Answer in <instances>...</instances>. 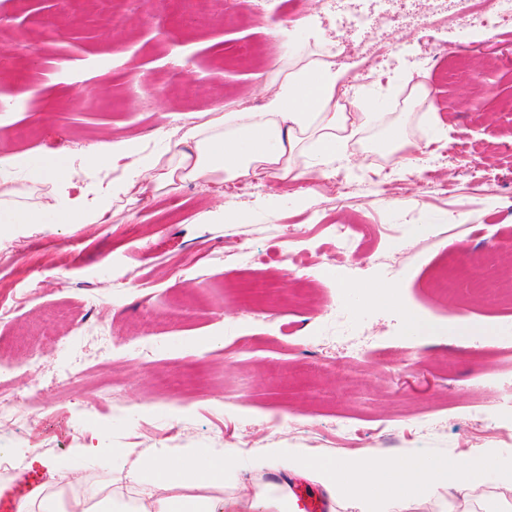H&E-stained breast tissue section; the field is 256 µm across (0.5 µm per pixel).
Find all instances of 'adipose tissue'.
<instances>
[{"instance_id":"obj_1","label":"adipose tissue","mask_w":512,"mask_h":512,"mask_svg":"<svg viewBox=\"0 0 512 512\" xmlns=\"http://www.w3.org/2000/svg\"><path fill=\"white\" fill-rule=\"evenodd\" d=\"M341 85L340 71L319 54L281 63L260 111L227 112L189 127L183 149L168 162L141 156L138 181L161 191L178 183L259 172L297 179L332 170L345 159L344 144L357 129L348 113L337 109ZM300 155L306 161L299 168L295 159ZM24 164V158L12 156L6 171H0V226L38 224L49 214L63 224H98L133 187L132 182L117 181L94 200L73 197L68 192L70 170L46 161L28 179L52 189L47 201L30 204L10 176ZM201 459L199 450L185 448L173 464L166 449H157L137 465L136 499L116 492L93 503L77 495L62 497V489L82 481L81 474L62 465L56 470L55 489L21 503L18 512H307L306 501L288 482L249 485L223 452L213 453L206 467ZM271 461L282 473L313 478L333 505L352 504L358 512H417L421 507L428 512H512V459L481 455L460 464L413 455L393 460L365 450L348 461H323L275 448Z\"/></svg>"}]
</instances>
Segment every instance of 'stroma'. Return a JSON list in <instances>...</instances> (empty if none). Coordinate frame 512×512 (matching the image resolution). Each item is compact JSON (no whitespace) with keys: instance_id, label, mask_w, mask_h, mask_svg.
I'll list each match as a JSON object with an SVG mask.
<instances>
[{"instance_id":"1","label":"stroma","mask_w":512,"mask_h":512,"mask_svg":"<svg viewBox=\"0 0 512 512\" xmlns=\"http://www.w3.org/2000/svg\"><path fill=\"white\" fill-rule=\"evenodd\" d=\"M349 2L371 15L368 32L321 0H192L193 23L177 2L81 0L65 14L60 0H0V157L65 161L73 195L133 177L136 157L100 160L104 143L168 157L190 125L260 110L273 65L307 55L311 33L349 47L336 62L346 100L384 115L347 144L356 169L335 170L343 198L318 172L259 190L244 179L231 196L217 183L137 184L107 222L1 234L0 299L14 309L0 320V373L31 412L0 433L13 461L0 488L61 462L108 484L158 448L224 450L249 484L282 480L262 464L273 448L512 455V27L423 29L410 18L436 0ZM116 14L131 23L113 25ZM413 81L429 111L410 110ZM228 203L234 222L202 223ZM339 224L360 228L344 256ZM242 238L248 268L233 255ZM449 253L468 274L445 302L433 278ZM374 284L390 301L368 304ZM410 316L435 332L410 331ZM396 347L414 364L387 361ZM68 368L79 380L61 382ZM340 420L354 432L341 448Z\"/></svg>"}]
</instances>
